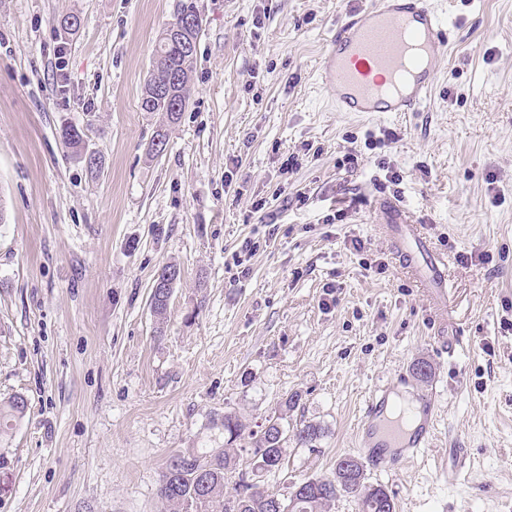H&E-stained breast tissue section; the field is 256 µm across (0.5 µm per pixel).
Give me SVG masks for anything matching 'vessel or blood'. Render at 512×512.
Here are the masks:
<instances>
[{"mask_svg":"<svg viewBox=\"0 0 512 512\" xmlns=\"http://www.w3.org/2000/svg\"><path fill=\"white\" fill-rule=\"evenodd\" d=\"M454 27L434 0H372L351 12L331 35L320 71L336 94L340 112H417L428 102L442 71L441 49ZM389 242L440 306L448 304V259L405 211L380 201ZM390 384L368 396L360 422L365 457L376 472L403 469L435 435L436 391L421 393L412 410L392 404Z\"/></svg>","mask_w":512,"mask_h":512,"instance_id":"1","label":"vessel or blood"}]
</instances>
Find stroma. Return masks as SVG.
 Segmentation results:
<instances>
[{
	"mask_svg": "<svg viewBox=\"0 0 512 512\" xmlns=\"http://www.w3.org/2000/svg\"><path fill=\"white\" fill-rule=\"evenodd\" d=\"M368 2L195 0L190 98L155 156L162 116L140 98L181 0H0V400L27 399L0 438V512H168L171 454L210 447L227 412L256 429L293 392L289 429L325 434L288 442L261 484L329 474L399 373L403 394L436 390L437 434L369 483L396 512H512V0H435L461 23L423 111L338 112L319 65ZM383 195L447 253V310L400 266ZM461 448L468 474L444 482ZM156 281H157V277L154 279L153 284L151 286V291H150V295H149L150 307H151V310H152L154 316L157 319L158 324L163 325L164 320L166 318L169 304L161 303V301H159L160 299L158 297V293L153 292V290L158 291L157 289H159V288H171L173 281L170 280L169 273H166L164 275V278L159 277L157 283H156Z\"/></svg>",
	"mask_w": 512,
	"mask_h": 512,
	"instance_id": "stroma-1",
	"label": "stroma"
}]
</instances>
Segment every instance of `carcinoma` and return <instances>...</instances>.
<instances>
[{"label": "carcinoma", "instance_id": "carcinoma-1", "mask_svg": "<svg viewBox=\"0 0 512 512\" xmlns=\"http://www.w3.org/2000/svg\"><path fill=\"white\" fill-rule=\"evenodd\" d=\"M194 54H183L160 39L152 58L151 68L144 83L143 93L153 86L165 84L170 75L179 74V86L171 99L156 98L141 110L159 112L162 121L152 135L150 152L155 139L168 144L169 132L181 119L190 94V79ZM73 126L63 128L64 142L77 155L86 149L82 132L70 133ZM299 400L294 393L280 404L278 414L266 419L260 431L244 436V425L239 417L227 412L224 418L214 422L223 437V444L200 452L194 448L174 454L168 460L162 475L160 495L168 503L170 512H276L275 501H280L284 512H327L338 494L347 493L358 497L361 512H394V503L381 486L366 483L364 463L350 455L336 459V465L328 476L309 477L286 487V493L267 491L241 476L235 481L232 491H227L229 478L237 469L240 457L250 456L252 469L257 473H272L279 470L286 439L282 420L293 410ZM26 410V401L18 394L11 396L5 407L0 408V431L21 419ZM324 429L318 423L309 422L293 434L300 446H310L323 437Z\"/></svg>", "mask_w": 512, "mask_h": 512}]
</instances>
